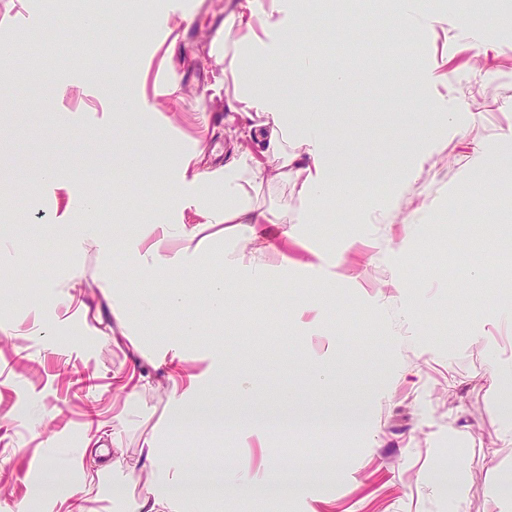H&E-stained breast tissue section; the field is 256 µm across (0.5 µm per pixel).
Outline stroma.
I'll return each instance as SVG.
<instances>
[{
	"mask_svg": "<svg viewBox=\"0 0 512 512\" xmlns=\"http://www.w3.org/2000/svg\"><path fill=\"white\" fill-rule=\"evenodd\" d=\"M139 2L0 0V512H133L176 460L191 478L166 491L175 512H251L228 484L248 477L264 512H512L499 0L398 30L413 54L397 67L384 47L326 57L324 5L304 0L294 36L316 66L285 57L275 86L318 107L356 184L320 198L309 224L223 221L225 168L262 151L214 51L240 0ZM116 14L140 33L163 19L166 34L123 44ZM50 15L65 41L19 46ZM479 147L496 178L475 175ZM189 154L194 183L175 165ZM299 190L272 174L242 186L265 213L298 207ZM185 407L233 426L173 433ZM284 414L311 429L269 424ZM342 414L352 426L325 429ZM272 470L287 484L268 489Z\"/></svg>",
	"mask_w": 512,
	"mask_h": 512,
	"instance_id": "1",
	"label": "stroma"
}]
</instances>
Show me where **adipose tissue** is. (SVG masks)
<instances>
[{
  "mask_svg": "<svg viewBox=\"0 0 512 512\" xmlns=\"http://www.w3.org/2000/svg\"><path fill=\"white\" fill-rule=\"evenodd\" d=\"M297 0H246L243 12L224 25V62L234 83L232 96L249 113L267 149L266 164L242 162L224 172V221L246 223L251 203L239 192L240 171L251 176L271 166L279 178L301 177L303 204L295 217L280 214L279 223H309L312 203L344 178L327 159L330 146L316 126L302 122L285 96L273 88L274 72L288 53V35L298 25Z\"/></svg>",
  "mask_w": 512,
  "mask_h": 512,
  "instance_id": "obj_1",
  "label": "adipose tissue"
}]
</instances>
